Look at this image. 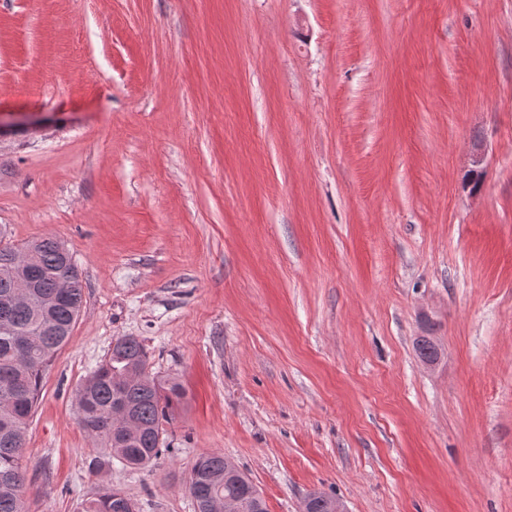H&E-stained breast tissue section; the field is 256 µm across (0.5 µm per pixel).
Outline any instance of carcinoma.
<instances>
[{
	"label": "carcinoma",
	"mask_w": 512,
	"mask_h": 512,
	"mask_svg": "<svg viewBox=\"0 0 512 512\" xmlns=\"http://www.w3.org/2000/svg\"><path fill=\"white\" fill-rule=\"evenodd\" d=\"M37 253L33 272L35 296L56 291L58 279L71 288L50 312L35 317L31 309L0 305V512H23L27 484L24 448L26 431L40 396L44 371L56 352L68 341L83 307L79 270L65 265L63 245L51 237L30 243ZM182 397L176 384L163 386L148 368L142 342L122 336L105 360L76 393L77 414L82 428L105 453L131 469H145L161 454L166 425L172 422V405ZM121 405L131 421L119 426L112 408ZM230 460L217 452L199 458L191 473L188 490L197 512L215 499L231 495L245 498L244 512H255L247 492L252 480L242 470L224 479ZM131 500L112 489L81 503V512H130Z\"/></svg>",
	"instance_id": "carcinoma-1"
}]
</instances>
